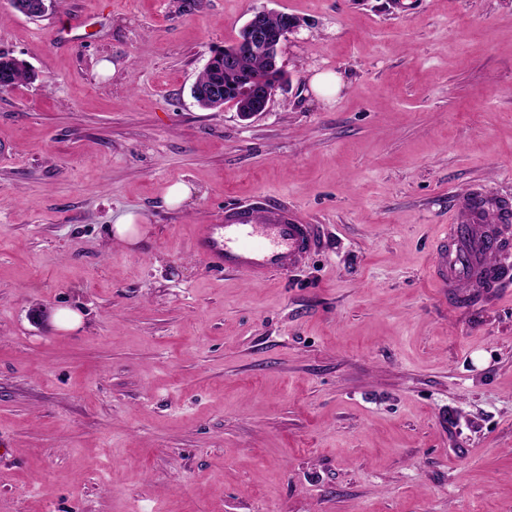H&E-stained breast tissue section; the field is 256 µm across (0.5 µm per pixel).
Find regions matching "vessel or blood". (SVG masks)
<instances>
[{"label":"vessel or blood","instance_id":"obj_1","mask_svg":"<svg viewBox=\"0 0 512 512\" xmlns=\"http://www.w3.org/2000/svg\"><path fill=\"white\" fill-rule=\"evenodd\" d=\"M318 243L315 225L285 211L266 218L228 214L223 223L199 225L194 236L199 257L255 284L295 269ZM511 277L512 204L483 192L462 197L434 245L430 282L441 293L463 294L502 287Z\"/></svg>","mask_w":512,"mask_h":512}]
</instances>
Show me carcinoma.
Returning a JSON list of instances; mask_svg holds the SVG:
<instances>
[{
  "label": "carcinoma",
  "instance_id": "obj_1",
  "mask_svg": "<svg viewBox=\"0 0 512 512\" xmlns=\"http://www.w3.org/2000/svg\"><path fill=\"white\" fill-rule=\"evenodd\" d=\"M235 47L236 44L233 43L224 47L223 52L213 55L200 72L195 85H221L224 87V97L232 100L256 77L264 79L265 85L270 89L278 87L284 81V71L273 67L268 57L263 54L241 55L235 67L224 68V55L235 52ZM30 78V71L23 62L0 55V91L8 90Z\"/></svg>",
  "mask_w": 512,
  "mask_h": 512
}]
</instances>
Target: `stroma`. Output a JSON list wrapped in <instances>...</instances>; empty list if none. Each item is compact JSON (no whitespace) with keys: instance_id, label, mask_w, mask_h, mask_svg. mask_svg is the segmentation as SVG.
<instances>
[{"instance_id":"35a3bbf8","label":"stroma","mask_w":512,"mask_h":512,"mask_svg":"<svg viewBox=\"0 0 512 512\" xmlns=\"http://www.w3.org/2000/svg\"><path fill=\"white\" fill-rule=\"evenodd\" d=\"M257 10L286 83L202 109ZM0 55L37 75L0 92V512H512V287L427 278L458 198L512 202V0H0ZM242 206L317 250L213 269ZM314 224H299L286 211L250 217L224 214V224H200L194 249L212 267L263 283L273 274L295 269L319 243ZM139 219V216L133 213L121 215L112 225V236L125 244L135 245L143 235L138 224Z\"/></svg>"}]
</instances>
